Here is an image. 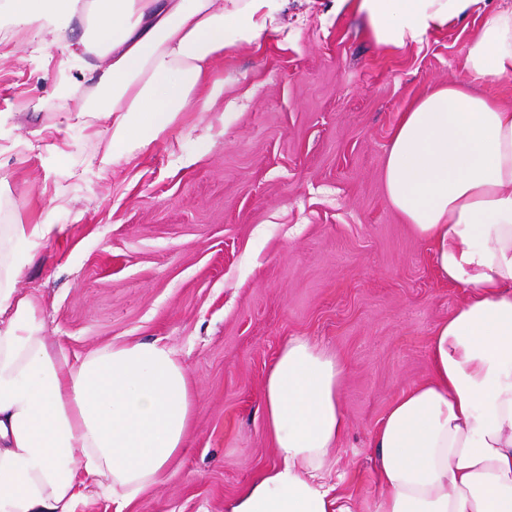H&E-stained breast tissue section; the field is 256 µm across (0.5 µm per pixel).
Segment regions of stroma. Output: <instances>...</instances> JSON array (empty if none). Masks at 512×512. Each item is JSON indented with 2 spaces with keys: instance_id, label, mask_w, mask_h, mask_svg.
Instances as JSON below:
<instances>
[{
  "instance_id": "stroma-1",
  "label": "stroma",
  "mask_w": 512,
  "mask_h": 512,
  "mask_svg": "<svg viewBox=\"0 0 512 512\" xmlns=\"http://www.w3.org/2000/svg\"><path fill=\"white\" fill-rule=\"evenodd\" d=\"M482 22L389 52L334 0H290L279 31L225 51L208 111L108 165L103 144L67 124L75 104L60 92L85 66L83 28L47 55L0 39V225L64 227L16 288L70 354L157 339L192 384L190 435L126 512H224L276 463L262 387L295 336L346 366L349 425L324 480L372 512L373 435L428 377L433 330L465 297L387 200L390 137L427 88L465 78Z\"/></svg>"
}]
</instances>
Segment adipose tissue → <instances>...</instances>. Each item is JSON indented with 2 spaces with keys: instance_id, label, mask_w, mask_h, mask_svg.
Instances as JSON below:
<instances>
[{
  "instance_id": "obj_1",
  "label": "adipose tissue",
  "mask_w": 512,
  "mask_h": 512,
  "mask_svg": "<svg viewBox=\"0 0 512 512\" xmlns=\"http://www.w3.org/2000/svg\"><path fill=\"white\" fill-rule=\"evenodd\" d=\"M362 16L388 51L473 13L466 82L434 87L402 113L390 140V205L425 241L439 275L466 299L441 320L431 377L390 405L375 435L381 493L373 512H512V107L471 84L512 73V8L486 0H335ZM10 24L41 52L71 25L88 62L64 96L67 119L107 141L112 159L147 147L183 112L224 92L213 75L225 49L276 31L288 0H5ZM112 92L99 110L88 103ZM56 233L4 224L0 245V512H76L101 494L115 512L158 483L185 444L188 375L159 341H129L69 357L43 334V308L14 279ZM345 365L304 336L279 350L262 388L277 455L225 512H351L323 481L348 419Z\"/></svg>"
}]
</instances>
